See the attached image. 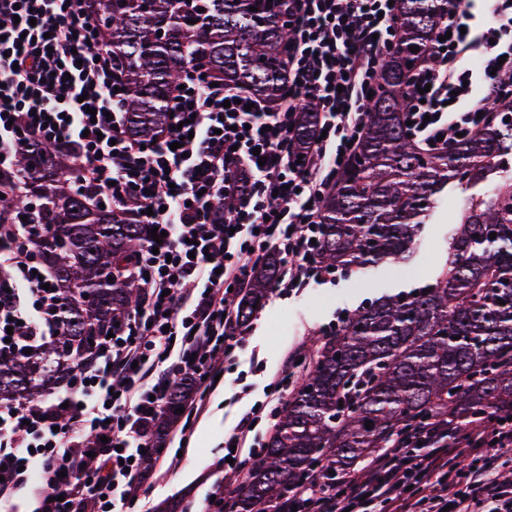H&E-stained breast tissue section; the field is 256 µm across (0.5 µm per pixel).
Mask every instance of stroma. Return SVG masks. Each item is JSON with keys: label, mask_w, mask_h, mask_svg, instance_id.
I'll use <instances>...</instances> for the list:
<instances>
[{"label": "stroma", "mask_w": 512, "mask_h": 512, "mask_svg": "<svg viewBox=\"0 0 512 512\" xmlns=\"http://www.w3.org/2000/svg\"><path fill=\"white\" fill-rule=\"evenodd\" d=\"M467 197L461 189L449 190L447 204L439 206L424 225L412 246L414 275L399 273L395 266L383 263L365 271L337 273L333 282L309 286L292 296L265 299L251 319L247 350L240 354L236 371L246 372L248 382H256L261 370L275 368L292 344H304L311 353H318L323 342L321 329L331 327L341 311H353L382 294L407 290L433 279L448 258V242ZM252 348L259 352L260 365L249 363L248 351ZM237 391V386L229 383L218 386L210 395L209 411L187 442L181 466L149 491L157 512H195L212 485L238 487L236 475L216 466L224 454V429L242 408Z\"/></svg>", "instance_id": "1"}]
</instances>
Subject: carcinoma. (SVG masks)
<instances>
[{
    "instance_id": "1",
    "label": "carcinoma",
    "mask_w": 512,
    "mask_h": 512,
    "mask_svg": "<svg viewBox=\"0 0 512 512\" xmlns=\"http://www.w3.org/2000/svg\"><path fill=\"white\" fill-rule=\"evenodd\" d=\"M88 3L124 86L127 130L145 142L165 124L169 92L190 66L272 105L284 93L290 31L263 0ZM447 11L448 0H401L400 38L379 62L364 135L321 206L319 258L342 271L405 264L448 187L477 192L432 281L353 310L327 336L284 404L237 501L239 512L280 497L328 454L338 466L354 464L405 424L436 414L489 418L496 407L512 406V168L504 164L512 156V102L438 153L421 151L403 118L407 64L422 59ZM314 111V103L305 104L298 147L312 133ZM16 175L22 193L0 196V217L25 216V223L40 225L37 255L55 279L60 329L28 355L0 354V404L43 395L70 373L76 354L90 351L130 314L140 301L137 282L115 277L104 286L101 279L135 258L147 240L144 226L125 212L89 203L88 191L76 188L67 149L31 145ZM275 275L272 259L255 271L238 301L243 320ZM87 291L97 299L86 301Z\"/></svg>"
}]
</instances>
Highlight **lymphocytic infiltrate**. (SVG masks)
I'll use <instances>...</instances> for the list:
<instances>
[{
  "instance_id": "lymphocytic-infiltrate-1",
  "label": "lymphocytic infiltrate",
  "mask_w": 512,
  "mask_h": 512,
  "mask_svg": "<svg viewBox=\"0 0 512 512\" xmlns=\"http://www.w3.org/2000/svg\"><path fill=\"white\" fill-rule=\"evenodd\" d=\"M291 33L288 93L276 108L212 86L188 69L149 142L129 134L112 56L84 0H0V172L34 143L71 150L92 201L107 200L147 240L125 276L139 305L81 355L62 391L0 405V512H129L180 464L159 456L187 439L207 397L242 348L236 299L276 259L281 294L334 274L317 240L323 197L359 141L382 56L399 38L389 0H279ZM481 62L478 73L465 59ZM512 0H453L409 78L406 120L420 148L446 150L489 118L512 86ZM316 131L296 149L305 102ZM33 224L0 223V354L21 353L58 328L55 291L33 248ZM286 355L262 401L224 437L233 471L260 458L302 377ZM183 413L165 420L178 389ZM512 454V420L437 415L398 430L347 469L325 461L255 512H512V481L495 462Z\"/></svg>"
}]
</instances>
